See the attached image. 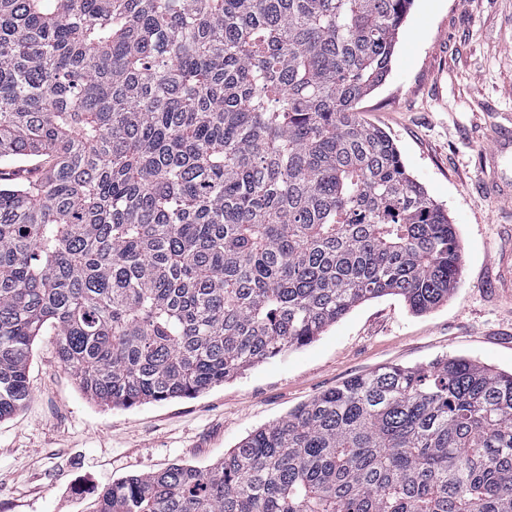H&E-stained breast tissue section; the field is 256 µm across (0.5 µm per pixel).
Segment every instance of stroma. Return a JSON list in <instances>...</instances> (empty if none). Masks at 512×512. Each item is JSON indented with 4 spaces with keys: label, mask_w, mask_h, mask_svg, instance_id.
Returning a JSON list of instances; mask_svg holds the SVG:
<instances>
[{
    "label": "stroma",
    "mask_w": 512,
    "mask_h": 512,
    "mask_svg": "<svg viewBox=\"0 0 512 512\" xmlns=\"http://www.w3.org/2000/svg\"><path fill=\"white\" fill-rule=\"evenodd\" d=\"M455 224L458 285L432 311L386 295L191 398L112 408L87 397L37 337L31 395L0 420V512H95L112 481L205 468L248 434L377 368L466 357L512 371V200L482 193L498 126L512 127V0H413L385 82L358 105Z\"/></svg>",
    "instance_id": "stroma-1"
}]
</instances>
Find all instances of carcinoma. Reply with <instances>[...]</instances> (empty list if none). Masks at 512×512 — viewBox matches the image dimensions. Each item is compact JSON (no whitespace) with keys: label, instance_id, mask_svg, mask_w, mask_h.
<instances>
[{"label":"carcinoma","instance_id":"1","mask_svg":"<svg viewBox=\"0 0 512 512\" xmlns=\"http://www.w3.org/2000/svg\"><path fill=\"white\" fill-rule=\"evenodd\" d=\"M411 2L0 0V420L48 330L131 408L448 300L455 225L356 111ZM96 512H512V373L382 367Z\"/></svg>","mask_w":512,"mask_h":512}]
</instances>
